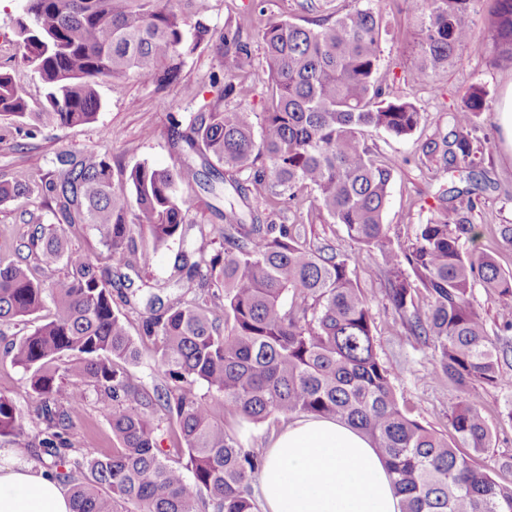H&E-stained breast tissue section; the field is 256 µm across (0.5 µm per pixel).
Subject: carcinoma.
Listing matches in <instances>:
<instances>
[{"label":"carcinoma","instance_id":"obj_1","mask_svg":"<svg viewBox=\"0 0 512 512\" xmlns=\"http://www.w3.org/2000/svg\"><path fill=\"white\" fill-rule=\"evenodd\" d=\"M23 2L17 34L24 61L45 89V111H28L25 90L1 65L0 116L60 127L90 123L101 107V83L132 71L169 85L179 75L176 59L203 42L230 60L222 94L251 95L238 80L255 63L242 26L221 32L198 19L187 39L184 26L197 0ZM494 2L485 18L490 40L478 49L470 37L477 0H403L418 20L409 80L422 84L478 50L512 64V0ZM260 40L272 84L260 133L242 108L201 112L184 130L178 120L171 124L173 145L199 147L224 170L248 172L264 197L255 207L224 197V248L209 252L203 242L181 255L186 279L210 293L167 307L158 294H143L150 311L143 335L156 341L166 388L151 395L128 378L125 364L141 352L112 294L131 281L128 274L100 269L39 222L26 248L45 267L64 264V279L47 288L22 263L0 262V325L37 314L48 299L54 305L51 319L9 343L6 354L30 374L44 423L39 444L53 458L54 476L69 485L72 512H119L121 503L136 512H199L204 500L213 512H256L246 489L263 460L226 432L221 417L264 423L293 414L335 418L365 433L388 467L400 512H512V484L497 482L474 458L493 439L475 385L503 381L507 350L469 301L477 280L512 299V273L462 250V240L477 235L462 211L473 207L478 188L474 117L486 110L488 92L470 86L448 133L423 143L426 157L445 171L468 173L470 186L442 191L437 218L419 225L401 253L384 224L395 166L375 158L363 137L373 129L406 137L421 115L379 79V11L371 0H354L307 26L270 21ZM260 158L265 164L258 167ZM224 179L221 172L201 173L182 155L171 168L143 163L115 171L100 154L64 152L34 188L0 179V203L38 190L53 203L58 223L93 225L107 252L136 272L150 265L152 251L187 239L190 200L175 193L176 184L199 183L218 197ZM308 187L328 221L380 254L391 304L413 335L432 339L437 365L458 392L453 438L399 407L394 368L376 353L372 305L353 278V259L311 248L303 224L271 219L297 205L298 190ZM137 230L149 234L153 250L132 247ZM418 286L430 300L424 316L414 302ZM199 383L208 395L196 392ZM62 384L65 406L56 399ZM91 389L119 447L72 457L69 431ZM159 411L177 427L168 450L157 446ZM0 437L29 438L20 411L2 395Z\"/></svg>","mask_w":512,"mask_h":512}]
</instances>
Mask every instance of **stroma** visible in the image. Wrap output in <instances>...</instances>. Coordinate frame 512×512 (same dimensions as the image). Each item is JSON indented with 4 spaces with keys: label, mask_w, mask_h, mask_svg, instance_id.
Returning <instances> with one entry per match:
<instances>
[{
    "label": "stroma",
    "mask_w": 512,
    "mask_h": 512,
    "mask_svg": "<svg viewBox=\"0 0 512 512\" xmlns=\"http://www.w3.org/2000/svg\"><path fill=\"white\" fill-rule=\"evenodd\" d=\"M492 6L493 0H479L477 5L471 27L476 53L462 63L449 65L428 83L415 86L408 82L407 73L415 61L409 34L416 18L404 10L402 0H381L380 74L394 95L416 104L421 124L414 134L400 138L383 130L373 131L366 136L365 143L373 153L396 164L384 222L394 248L405 250L419 225L434 217L439 193L465 185L464 173L444 172L424 156L422 144L427 138L447 133L452 114L471 85L484 86L488 107L474 119V134L483 149V164L478 173L481 187L473 194L474 207L467 213L479 236L466 242L464 248L474 256L491 255L502 270L512 272V246L505 244L498 233L500 225L512 224V147L506 143L500 122L502 99L507 87L512 86V64L493 62L480 51L489 39L485 17ZM197 7L200 18L217 30L236 23L243 25V37L257 55L253 70L244 77L254 88L252 97L244 101L234 96L222 97V79L228 63L214 46L203 43L183 57L180 78L173 84L160 87L133 74L100 84L101 107L91 123L59 127L48 122L21 125L0 119V177L39 183L50 170L52 159L62 151L102 154L114 167L129 168L145 162L166 168L177 162L170 136L172 120L185 123L200 112L237 107L261 114L271 80L259 58L257 33L270 19L305 23L308 16L301 11L299 0H198ZM20 15V0H0V65L11 69L25 86L30 111L40 112L44 109L42 86L25 64L16 43V21ZM178 193L193 201L186 214L189 238L202 237L210 248H219L224 223L215 212L217 199L196 185L179 186ZM299 197L298 208L278 213L275 222L305 225L311 246L332 248L340 256H356L353 276L372 303L377 354L395 369L393 385L401 409L423 426L452 436L450 419L457 392L446 377L436 373L432 344L412 336L388 300L385 279L375 273L383 265L381 256L351 240L343 225L327 223L314 207L313 191L301 189ZM34 219L45 225L54 222L40 193L0 205V261L17 260V248L27 240ZM154 251L150 266L139 272L141 281L153 286L167 303L200 296L196 285L181 281L179 241ZM470 300L484 317L490 336L512 346V331L507 328L512 322V299L494 296L478 284ZM122 313L130 335L141 348L140 360L127 367L132 383L147 393L163 389L166 379L156 363L155 345L142 336L147 309L142 305L126 306ZM51 314V308H44L29 321L0 332V395L13 401L31 432L28 446L22 449V461L45 470L52 459L38 446L37 433L42 427L37 417L38 401L27 375L12 364L3 348L7 340L29 333ZM501 370L503 383L475 388L482 415L494 431L490 448L479 454L478 462L495 474L498 481L507 484L512 482V418L507 415L512 409V354L502 362ZM70 441L73 448H96L105 453L116 447L112 427L96 396L86 400L80 420L70 431Z\"/></svg>",
    "instance_id": "obj_1"
}]
</instances>
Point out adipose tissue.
Here are the masks:
<instances>
[{
	"mask_svg": "<svg viewBox=\"0 0 512 512\" xmlns=\"http://www.w3.org/2000/svg\"><path fill=\"white\" fill-rule=\"evenodd\" d=\"M0 449V512H71L60 482ZM260 512H400L391 477L369 438L331 418L301 416L266 450Z\"/></svg>",
	"mask_w": 512,
	"mask_h": 512,
	"instance_id": "ef3b65f1",
	"label": "adipose tissue"
}]
</instances>
